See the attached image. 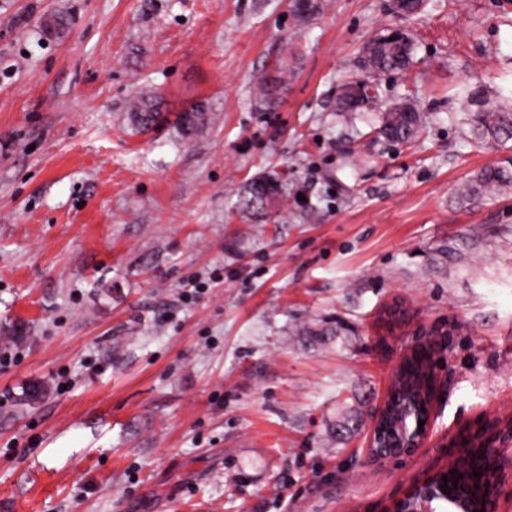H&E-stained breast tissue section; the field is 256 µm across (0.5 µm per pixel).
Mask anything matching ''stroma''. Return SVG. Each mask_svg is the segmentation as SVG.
Wrapping results in <instances>:
<instances>
[{"instance_id":"35a3bbf8","label":"stroma","mask_w":512,"mask_h":512,"mask_svg":"<svg viewBox=\"0 0 512 512\" xmlns=\"http://www.w3.org/2000/svg\"><path fill=\"white\" fill-rule=\"evenodd\" d=\"M321 3L0 0V512H382L512 417V188L455 202L512 157L461 122L464 89L512 105V0ZM390 29L413 66L337 112ZM405 98L419 141L376 137ZM263 171L288 206L255 224L232 205ZM425 339L442 401L377 464L372 411ZM159 101L152 95L144 93L131 100L129 119L139 131L149 130L159 114ZM429 372L433 377L434 385L431 387L429 413L427 418L423 419L425 420L423 430L418 431V422L421 419L417 416L412 417L409 415L408 420L410 419V422L408 429L407 431L403 430L400 432L401 438L399 443L391 446L387 444L381 446L377 442L380 440L381 433L384 429L381 424L383 401L374 409L372 414V430L366 444L367 455L371 457L373 461L383 464L394 459L409 458L416 454L419 448L422 447L430 431L442 387L441 378L438 373V359L436 358L434 349L431 350L429 355ZM413 422L415 423L414 428Z\"/></svg>"}]
</instances>
